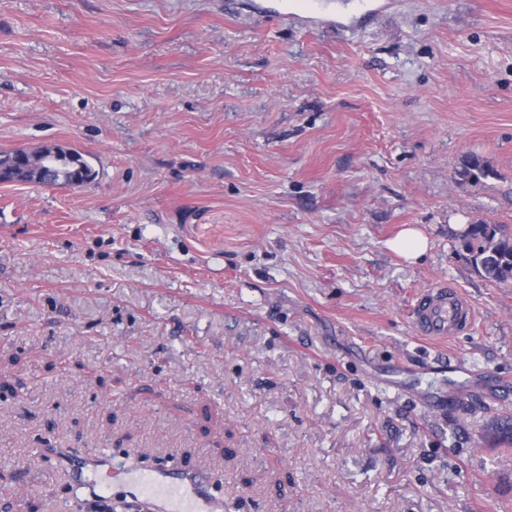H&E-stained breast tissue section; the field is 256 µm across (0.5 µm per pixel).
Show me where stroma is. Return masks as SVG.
Instances as JSON below:
<instances>
[{
	"label": "stroma",
	"instance_id": "35a3bbf8",
	"mask_svg": "<svg viewBox=\"0 0 512 512\" xmlns=\"http://www.w3.org/2000/svg\"><path fill=\"white\" fill-rule=\"evenodd\" d=\"M278 3L0 0V152L96 174L0 184L10 512H74L57 452L102 447L231 512H512V283L456 240L512 230V0ZM441 282L447 341L410 319ZM13 152L21 161L15 173L18 171L27 172L34 169L36 179H41L47 167L53 168L61 162L63 157L69 162L77 163L76 160H79L77 155L78 151L74 149H60L58 147H51L50 149H43L38 152L18 148L13 150ZM457 172L463 179L476 184L480 183L482 179L496 175L494 169L486 161L474 154H468L462 158ZM390 245L407 261L414 263L428 251L429 240L419 229L409 226L402 230ZM473 320L469 302L446 283L423 292L413 310L417 331L433 339L454 338L469 330Z\"/></svg>",
	"mask_w": 512,
	"mask_h": 512
}]
</instances>
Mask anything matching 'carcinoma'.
I'll use <instances>...</instances> for the list:
<instances>
[{
  "instance_id": "carcinoma-1",
  "label": "carcinoma",
  "mask_w": 512,
  "mask_h": 512,
  "mask_svg": "<svg viewBox=\"0 0 512 512\" xmlns=\"http://www.w3.org/2000/svg\"><path fill=\"white\" fill-rule=\"evenodd\" d=\"M458 174L479 183L496 175L494 169L474 154L464 156ZM461 247L470 255L477 271L493 284L512 281V235L496 224H470L458 235Z\"/></svg>"
}]
</instances>
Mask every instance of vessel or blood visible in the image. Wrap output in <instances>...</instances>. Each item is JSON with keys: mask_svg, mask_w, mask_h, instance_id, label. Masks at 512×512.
Listing matches in <instances>:
<instances>
[{"mask_svg": "<svg viewBox=\"0 0 512 512\" xmlns=\"http://www.w3.org/2000/svg\"><path fill=\"white\" fill-rule=\"evenodd\" d=\"M474 313L469 302L448 284L423 292L413 310L417 331L433 339L453 338L470 329ZM67 465L78 489L88 498L105 500L118 473L111 455L98 454L89 459L71 458ZM130 498L150 505L152 512H213L207 494L185 469L159 465L150 477L129 484Z\"/></svg>", "mask_w": 512, "mask_h": 512, "instance_id": "1", "label": "vessel or blood"}]
</instances>
